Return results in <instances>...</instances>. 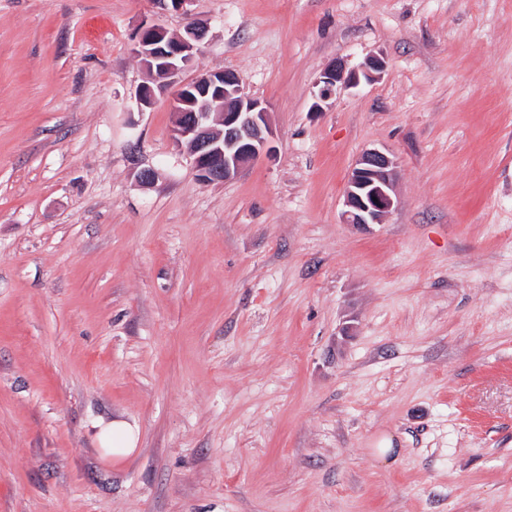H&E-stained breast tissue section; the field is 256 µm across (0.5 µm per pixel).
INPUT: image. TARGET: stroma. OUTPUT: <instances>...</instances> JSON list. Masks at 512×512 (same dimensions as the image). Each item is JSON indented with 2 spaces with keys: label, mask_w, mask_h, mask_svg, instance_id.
Returning a JSON list of instances; mask_svg holds the SVG:
<instances>
[{
  "label": "stroma",
  "mask_w": 512,
  "mask_h": 512,
  "mask_svg": "<svg viewBox=\"0 0 512 512\" xmlns=\"http://www.w3.org/2000/svg\"><path fill=\"white\" fill-rule=\"evenodd\" d=\"M192 17L276 131L221 184L135 99ZM0 512H512V0H0ZM386 71L385 58L376 55L367 57L358 68H347L341 61L331 63L316 84L319 89L313 98L312 112L323 111L324 105L336 96L337 91L355 87L362 79L371 81L381 78ZM396 168L393 156L379 149H368L356 159L343 201L342 216L346 224L358 227L380 224L395 209ZM137 435V429L128 422L114 420L100 427L98 440L107 453L124 457L135 448Z\"/></svg>",
  "instance_id": "stroma-1"
}]
</instances>
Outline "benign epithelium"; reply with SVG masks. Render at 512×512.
<instances>
[{"label": "benign epithelium", "mask_w": 512, "mask_h": 512, "mask_svg": "<svg viewBox=\"0 0 512 512\" xmlns=\"http://www.w3.org/2000/svg\"><path fill=\"white\" fill-rule=\"evenodd\" d=\"M208 34L207 22L192 18L184 33L168 34L158 23L138 31L134 53L150 76L162 82L144 84L138 91L140 106L150 108L159 98L175 109L171 130L176 146L192 158L198 179L204 184L229 180L267 155L274 139L268 107L248 96L240 75L228 70L210 71L191 81L181 80ZM384 57L372 55L357 68L340 61L328 65L317 82L312 111H323L336 92L385 74ZM397 163L379 149L364 151L355 161L344 195L343 219L366 227L380 224L395 209Z\"/></svg>", "instance_id": "benign-epithelium-1"}]
</instances>
